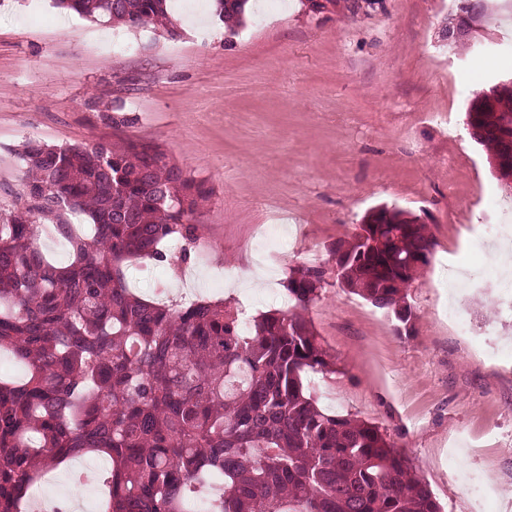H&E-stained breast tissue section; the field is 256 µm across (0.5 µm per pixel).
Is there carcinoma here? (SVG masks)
Wrapping results in <instances>:
<instances>
[{
    "instance_id": "1",
    "label": "carcinoma",
    "mask_w": 512,
    "mask_h": 512,
    "mask_svg": "<svg viewBox=\"0 0 512 512\" xmlns=\"http://www.w3.org/2000/svg\"><path fill=\"white\" fill-rule=\"evenodd\" d=\"M247 0H215L243 22ZM98 23L160 25L166 0H54ZM475 141L512 165V87L472 101ZM20 188L0 203V351L27 374L0 375V512H25L45 472L106 459L103 512H193L213 484L210 512H440L409 460L380 427L318 405L308 376L331 370L305 311L324 288L319 267L288 278L292 308L241 327L224 301L172 309L128 288L132 257L189 260L195 214L210 196L150 143H23ZM85 216L91 232H76ZM71 261L41 249L43 224ZM182 242L177 254L163 249ZM339 285L412 315L407 290L429 264L419 218L376 207L336 246Z\"/></svg>"
}]
</instances>
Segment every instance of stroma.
Returning <instances> with one entry per match:
<instances>
[{"mask_svg":"<svg viewBox=\"0 0 512 512\" xmlns=\"http://www.w3.org/2000/svg\"><path fill=\"white\" fill-rule=\"evenodd\" d=\"M503 5L486 0L468 43L451 46L441 29L458 0H328L320 11L250 0L233 31L207 2L195 13L172 0L173 36L67 16L52 0H0V199L18 187L27 139L158 145L211 191L194 218L208 249L179 264L132 261L130 288L175 305L186 274L195 296L248 300L250 319L287 309L296 268H322L307 316L336 366L313 378L320 406L387 431L443 512H512V359L458 335L438 286L439 260L473 264L483 199L512 196L466 119L476 94L512 80V59L474 62L499 50ZM116 35L138 52L114 53ZM381 204L419 217L433 243L403 330L336 282L335 246ZM282 217L304 235L270 267L255 244ZM72 469L47 472L33 493L99 503L103 487L76 484ZM474 473L495 508L467 492Z\"/></svg>","mask_w":512,"mask_h":512,"instance_id":"obj_1","label":"stroma"}]
</instances>
